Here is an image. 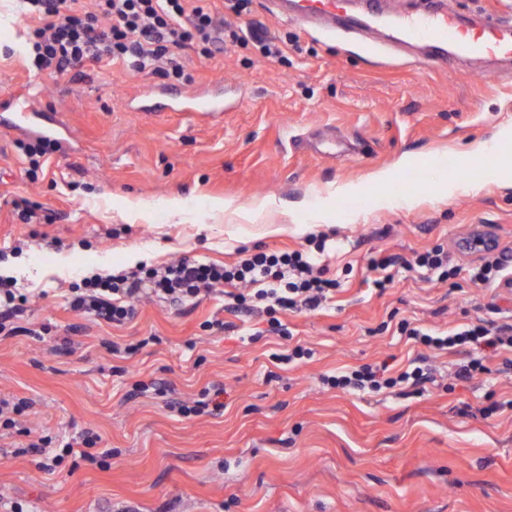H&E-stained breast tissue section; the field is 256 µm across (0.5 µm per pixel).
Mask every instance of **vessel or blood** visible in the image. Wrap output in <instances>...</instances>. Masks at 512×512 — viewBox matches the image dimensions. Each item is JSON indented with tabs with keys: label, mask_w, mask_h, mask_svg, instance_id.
<instances>
[{
	"label": "vessel or blood",
	"mask_w": 512,
	"mask_h": 512,
	"mask_svg": "<svg viewBox=\"0 0 512 512\" xmlns=\"http://www.w3.org/2000/svg\"><path fill=\"white\" fill-rule=\"evenodd\" d=\"M275 16L290 25L310 26L323 31L346 30L366 37L381 35L390 47L419 49L422 63L443 68L468 60L512 67V21L494 11L463 15L455 9L411 14H382L376 0H365L363 11L350 0H271ZM40 84H32L28 96L12 105L17 127L33 125V100L41 95ZM153 112H203L214 117L224 110L223 95L206 98L178 95L166 100L150 98Z\"/></svg>",
	"instance_id": "b4317fda"
}]
</instances>
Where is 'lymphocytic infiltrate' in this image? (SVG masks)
<instances>
[{
    "mask_svg": "<svg viewBox=\"0 0 512 512\" xmlns=\"http://www.w3.org/2000/svg\"><path fill=\"white\" fill-rule=\"evenodd\" d=\"M94 10L78 6V0H18L22 16L37 20L29 32L26 57L35 72L67 76L84 63H121L134 70H151L173 82L185 78L176 62L177 50L191 46L206 58L223 52L226 43L246 42L241 28L216 27L210 11L187 7V0H94ZM483 256L468 270L473 285L503 281L508 256L495 238L481 235ZM376 288L383 289L402 271H418L443 281L458 274L443 250L431 249L411 257L385 256L374 260ZM228 287L226 309L232 313L249 310L251 303H264L271 313L270 329L283 333L277 311L319 306L338 290L337 279L327 277L312 254L295 250L247 255L236 264L203 263L183 257L157 267L137 265L116 272L84 278L71 288L68 303L73 311L112 326L124 325L135 314L134 303L143 297L183 304ZM27 298L14 277L0 275V334L20 333V320ZM402 333L418 346L434 353L466 352L470 359L460 366L457 377L467 380L485 373L478 349L487 347L512 354V324H466L450 331L402 326ZM431 378L429 369L409 363L397 371L365 366L357 370L322 376L324 386L356 392H379L401 385L417 387ZM99 437L91 430L70 436L60 443L33 436L25 453L38 456V469L55 473L62 466L78 469L80 462L104 464L112 451L99 448Z\"/></svg>",
    "mask_w": 512,
    "mask_h": 512,
    "instance_id": "1",
    "label": "lymphocytic infiltrate"
}]
</instances>
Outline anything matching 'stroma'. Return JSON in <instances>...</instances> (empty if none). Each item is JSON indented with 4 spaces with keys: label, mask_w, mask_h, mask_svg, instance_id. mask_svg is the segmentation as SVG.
Masks as SVG:
<instances>
[{
    "label": "stroma",
    "mask_w": 512,
    "mask_h": 512,
    "mask_svg": "<svg viewBox=\"0 0 512 512\" xmlns=\"http://www.w3.org/2000/svg\"><path fill=\"white\" fill-rule=\"evenodd\" d=\"M237 26L267 38L294 35L285 59L255 43L204 59L189 47L177 60L188 79L172 83L122 64L88 63L57 78L34 75L22 44L33 26L14 0H0L1 107L40 82L39 110L67 129L44 172L29 176L0 129V274L29 298L26 320L43 338H0V397L28 399L22 426L56 438L93 429L111 449L107 467L81 463L48 476L24 437L0 438V497L23 512H512V364L485 350L487 373L454 378L461 353L429 358L434 378L378 394L324 388L344 367L405 363L420 355L400 323L451 330L470 322H512V290L473 286L474 231L512 250V73L384 59L373 46L308 35L253 0ZM224 92V118L146 112L154 91ZM498 143L497 161L470 158ZM391 173L380 183L379 173ZM457 189L439 196L438 184ZM470 182L478 191L467 190ZM353 192H343V185ZM180 199L182 214L166 202ZM410 206H401V199ZM43 206L45 224L22 223L14 203ZM245 213L221 209L224 201ZM323 225L311 227L314 216ZM270 224L283 225L277 235ZM325 236L321 259L342 288L317 309L280 313L290 344L312 359L285 370L269 355L282 343L258 312L234 316L215 291L172 306L136 304L119 328L70 309L72 284L126 266L184 255L233 264L241 249H307ZM444 248L454 282L410 271L385 292L372 286L374 259ZM235 330H222V323ZM149 344L112 354L115 340ZM170 386L130 397L137 380ZM224 386V408L176 418L167 403Z\"/></svg>",
    "instance_id": "35a3bbf8"
}]
</instances>
